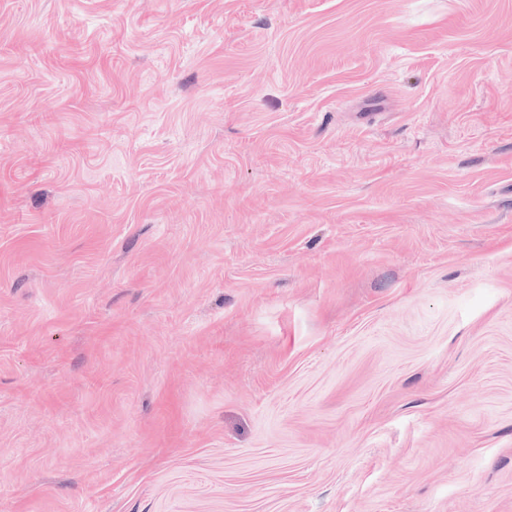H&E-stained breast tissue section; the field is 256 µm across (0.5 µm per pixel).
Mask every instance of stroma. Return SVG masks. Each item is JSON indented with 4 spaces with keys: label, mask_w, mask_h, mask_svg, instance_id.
Segmentation results:
<instances>
[{
    "label": "stroma",
    "mask_w": 512,
    "mask_h": 512,
    "mask_svg": "<svg viewBox=\"0 0 512 512\" xmlns=\"http://www.w3.org/2000/svg\"><path fill=\"white\" fill-rule=\"evenodd\" d=\"M0 512H512V0H0Z\"/></svg>",
    "instance_id": "stroma-1"
}]
</instances>
